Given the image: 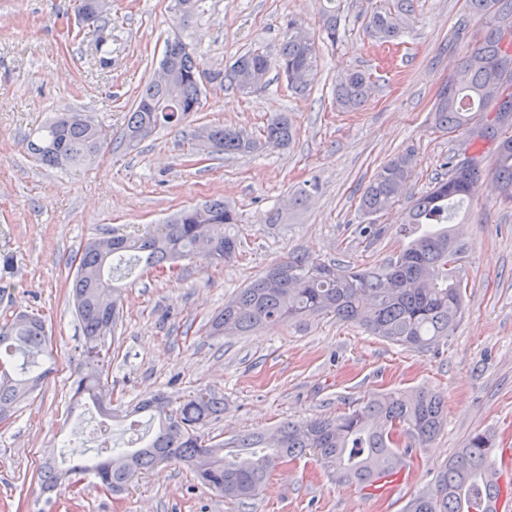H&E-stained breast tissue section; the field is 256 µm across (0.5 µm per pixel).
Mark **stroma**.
Returning <instances> with one entry per match:
<instances>
[{"label":"stroma","mask_w":512,"mask_h":512,"mask_svg":"<svg viewBox=\"0 0 512 512\" xmlns=\"http://www.w3.org/2000/svg\"><path fill=\"white\" fill-rule=\"evenodd\" d=\"M392 2L342 0L339 38L321 49L308 94H291L275 65L268 85L250 94L205 79L198 112L130 146L120 141L127 114L174 32L201 70L225 73L251 48L277 58L288 18L319 35L317 0H204L182 28L171 0H112L110 23L93 36L75 0H0V323L32 313L51 338L50 374L0 420V512H406L410 500L433 490L472 432L512 450V206L499 201L492 178L460 212L469 227L457 238L467 286L461 322L429 351L405 349L331 314L243 336L204 329L237 288L289 253L357 266L396 256L422 234L423 225L405 221L411 199L440 175L443 158L466 148L461 133L433 129L431 108L451 65L477 48L485 21L466 0H413L415 19L390 48L374 41L367 23ZM349 70L367 72L375 91L344 112L332 89ZM68 112L92 115L112 142L93 163L44 167L28 139ZM279 113L295 129L284 149L212 158L193 138L203 124L255 133ZM406 151L413 158L406 196L388 212L362 216L364 186ZM312 179L319 189L310 201L289 206L293 191ZM212 199L242 214L236 230L244 247L222 265L186 260L123 286L109 366L113 403L208 389L223 396L224 412L204 432L228 439L334 417L379 392L425 390L444 400V429L414 448L406 469L380 489L339 481L309 452L278 465L256 496L241 501L201 486L175 462L136 474L116 497L91 478L41 492V462L80 419L66 412L82 352L69 299L72 256L88 239L159 224ZM276 210L280 223H267ZM367 223L377 229L370 238L359 234Z\"/></svg>","instance_id":"1"}]
</instances>
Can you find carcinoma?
Masks as SVG:
<instances>
[{
    "label": "carcinoma",
    "mask_w": 512,
    "mask_h": 512,
    "mask_svg": "<svg viewBox=\"0 0 512 512\" xmlns=\"http://www.w3.org/2000/svg\"><path fill=\"white\" fill-rule=\"evenodd\" d=\"M200 0H174L182 26L193 18ZM469 11L488 22L478 47L458 65L459 75L448 79L449 93L436 99L431 113L438 130L460 131L471 154L446 158L445 173L412 201L408 223L428 229L394 259L363 268L318 262L300 253L270 265L240 289L214 316L211 336L245 334L260 325L332 313L357 322L376 336L406 348L425 351L450 336L464 307V284L458 265L448 256L459 249L449 228L460 206L470 200L484 175L485 152L494 156L490 169L503 203H512V0H466ZM325 40L335 44L336 0L321 6ZM410 0L377 9L369 17L373 37L395 41L411 22ZM319 47L303 24L285 23L279 68L295 95H303L315 80ZM161 65L163 81L150 80L129 112L121 141L139 143L160 125L178 126L200 107V66L179 35L167 41ZM269 57L258 49L239 54L229 77L235 86L253 92L267 86ZM370 92L369 77L356 70L339 77L336 102L346 112L360 108ZM194 139L209 155L251 154L283 147L293 139L288 118L267 120L258 135L224 125H202ZM108 147L107 133L89 116L75 121L63 115L29 141V150L42 164L58 168L92 161ZM412 173L408 153L385 162L366 185L359 200L362 214L387 211L401 200ZM242 222L234 208L221 200L184 210L151 233L114 235L112 247L101 238L86 242L74 257V311L82 329L83 359L74 371L70 409L93 404L101 415L115 417L108 384L110 345L119 318L120 287L115 273H127L201 258L222 264L237 257L242 240L224 228ZM47 335L42 320L26 312L0 324V412L30 395L46 375L40 370ZM134 412H147L158 422L155 434L134 450L109 448L108 455L89 457L61 468L56 459L70 455L63 444L53 450L38 472L40 487L52 491L71 483L75 475L92 476L100 486L122 493L133 476L160 464L180 462L210 490L235 500L252 497L284 459L308 450L340 478L371 488L378 480L398 474L410 448L430 441L443 427L440 396L425 391L393 390L378 394L336 418L287 422L272 432H252L229 440L201 435L198 428L224 412V397L199 390L183 398L157 393L139 402ZM493 444L486 434H471L464 448L439 472L434 490L412 500L407 512H486L483 500L498 490L486 479L494 464Z\"/></svg>",
    "instance_id": "obj_1"
}]
</instances>
